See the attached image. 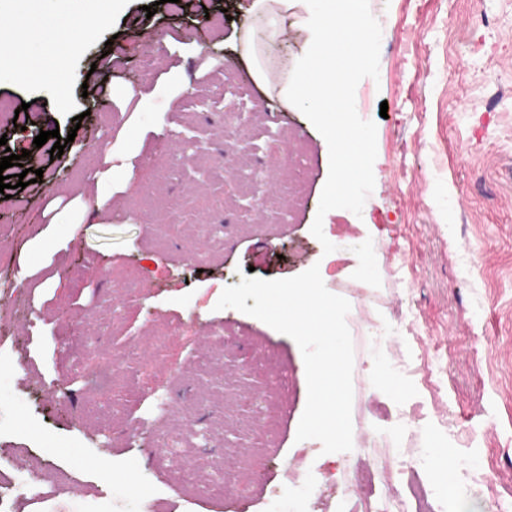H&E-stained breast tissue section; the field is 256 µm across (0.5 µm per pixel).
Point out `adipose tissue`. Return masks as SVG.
Wrapping results in <instances>:
<instances>
[{
	"label": "adipose tissue",
	"instance_id": "ef3b65f1",
	"mask_svg": "<svg viewBox=\"0 0 512 512\" xmlns=\"http://www.w3.org/2000/svg\"><path fill=\"white\" fill-rule=\"evenodd\" d=\"M305 0H253L256 12L287 15L289 10H298L296 25L304 30L314 51L312 63L302 64V71L313 72L314 77L305 90L291 88V95H303L310 111L318 113L346 111L348 103L341 89L346 84L349 71L336 65V42L340 32H347L355 45L351 66L364 63L360 50L364 40V26L360 11V0H326L322 13L315 16L301 14ZM31 36L21 26H0V74L15 77L37 75L43 79L46 91H53L54 83L46 78V65L40 60L24 56L23 46Z\"/></svg>",
	"mask_w": 512,
	"mask_h": 512
}]
</instances>
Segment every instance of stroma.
Instances as JSON below:
<instances>
[{
	"label": "stroma",
	"mask_w": 512,
	"mask_h": 512,
	"mask_svg": "<svg viewBox=\"0 0 512 512\" xmlns=\"http://www.w3.org/2000/svg\"><path fill=\"white\" fill-rule=\"evenodd\" d=\"M249 5L126 0L89 36L59 0L0 11L31 30L27 56L51 64L60 44L82 45L56 95L0 81V99L32 118L0 120V158L26 149L23 166L43 172L0 193L10 510L413 512L421 484L447 512L467 498L497 512L512 500V0H362L367 60L345 89L344 123L366 173L334 197L325 127L280 92L308 81L295 74L306 36L268 23L256 37ZM258 64L269 84L254 79ZM173 72L186 85L176 95ZM128 90L152 109L134 111ZM130 125L132 180L113 181L107 216L55 236L74 188L94 199L85 152L120 147ZM54 129L74 137L57 158L33 144ZM314 265L351 305L353 448L342 453L296 439L307 401L296 342L216 307L242 275ZM107 364L113 377L89 382ZM418 448L431 457L417 473L406 460ZM470 455L482 459L476 479L448 487L447 466ZM187 465L223 495L187 497L175 479ZM365 466L358 497L344 498ZM20 469L45 500L10 486Z\"/></svg>",
	"instance_id": "obj_1"
}]
</instances>
